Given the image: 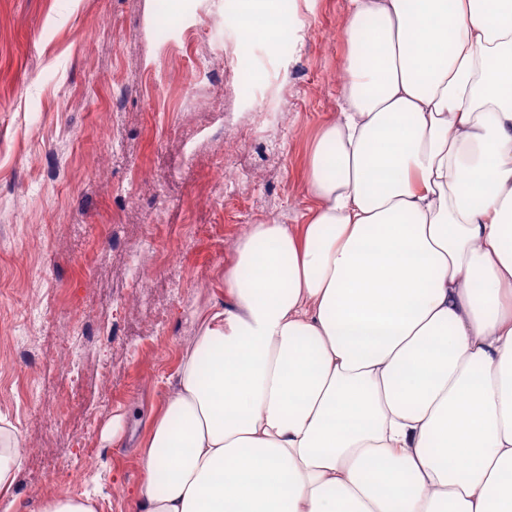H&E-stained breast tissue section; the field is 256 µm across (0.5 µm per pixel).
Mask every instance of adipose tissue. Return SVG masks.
<instances>
[{
  "label": "adipose tissue",
  "instance_id": "adipose-tissue-1",
  "mask_svg": "<svg viewBox=\"0 0 512 512\" xmlns=\"http://www.w3.org/2000/svg\"><path fill=\"white\" fill-rule=\"evenodd\" d=\"M307 223L253 224L138 512H512V0H348Z\"/></svg>",
  "mask_w": 512,
  "mask_h": 512
}]
</instances>
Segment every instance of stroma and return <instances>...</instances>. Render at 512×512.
Returning <instances> with one entry per match:
<instances>
[{
    "instance_id": "1",
    "label": "stroma",
    "mask_w": 512,
    "mask_h": 512,
    "mask_svg": "<svg viewBox=\"0 0 512 512\" xmlns=\"http://www.w3.org/2000/svg\"><path fill=\"white\" fill-rule=\"evenodd\" d=\"M280 2L296 26L278 44L244 39L231 0H0V417L22 450L0 512L89 491L97 512H137V445L198 315L224 300L237 240L306 223L310 155L342 105L348 2ZM202 26L222 40L198 46ZM237 134L250 148L217 187Z\"/></svg>"
}]
</instances>
